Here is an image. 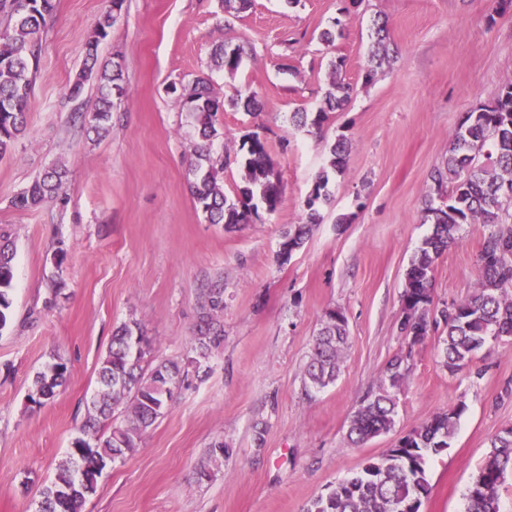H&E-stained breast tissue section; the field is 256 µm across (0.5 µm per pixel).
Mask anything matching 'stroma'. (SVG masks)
Listing matches in <instances>:
<instances>
[{
	"label": "stroma",
	"instance_id": "stroma-1",
	"mask_svg": "<svg viewBox=\"0 0 512 512\" xmlns=\"http://www.w3.org/2000/svg\"><path fill=\"white\" fill-rule=\"evenodd\" d=\"M497 0H254L226 20L221 0H125L99 47L121 62L126 94L105 138L73 127L64 94L81 68L102 0H57L43 42L28 125L0 158V229L12 237V318L0 330V512H35L42 487L87 418L114 327L139 322L158 359H184L200 290L224 281V343L208 370L190 372L141 445L103 471L82 512H304L307 503L394 447L411 428L458 403L466 410L447 452L427 466L421 512H464L465 494L491 438L512 427V340L480 352V376L449 374L440 333L411 347L399 332L404 273L430 225L431 174L466 112L492 102L512 79V9ZM386 17L397 57L365 83L372 24ZM343 18L334 46L321 32ZM251 42L235 73L209 67L217 44ZM345 60L356 92L321 132L293 125L314 112L329 62ZM212 80L219 99L255 93L252 115L219 116L215 155L224 193L242 184L238 152L258 133L283 185L274 213L233 229L208 223L190 184L196 134L170 85ZM351 142L342 175L303 247L278 256L338 135ZM68 170L67 207L17 210L11 198L45 167ZM347 223H338L339 215ZM484 227L466 226L434 264L433 306L469 298L479 278ZM64 250L63 268L53 256ZM343 310L350 341L335 385L306 392L303 367L328 310ZM410 350L394 429L360 447L348 418L375 391L392 356ZM69 373L40 408L27 395L56 361ZM228 453L211 481L197 473L214 443Z\"/></svg>",
	"mask_w": 512,
	"mask_h": 512
}]
</instances>
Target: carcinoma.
Wrapping results in <instances>:
<instances>
[{"mask_svg":"<svg viewBox=\"0 0 512 512\" xmlns=\"http://www.w3.org/2000/svg\"><path fill=\"white\" fill-rule=\"evenodd\" d=\"M124 2L106 0L86 42L83 67L66 91L67 101L74 104V120L99 137L112 129L114 99L125 94L122 64L112 58L103 60L98 53L100 43L108 39L118 22ZM56 6L57 0H0V157L11 152L15 140L26 131L43 37ZM387 39V23H375L371 56L379 67L390 59ZM252 51L247 42L233 47L220 44L213 52V62L232 74ZM344 65L342 57L331 62L323 105L312 117L306 112L291 113L295 126L320 132L329 115L350 101L354 87L342 76ZM89 83L97 88L98 105L87 114L81 110V97ZM169 91L180 99L195 124L198 142L194 147L192 193L208 222L230 229L250 223L260 207L275 212L282 202V182L259 134L248 135L240 144L245 185L239 200L224 195L221 169L211 155L218 113L226 104L256 112L255 95L238 91L224 103L213 95L205 77L196 78L187 87L173 84ZM349 150L350 141L343 135L329 146L326 165L304 202L307 223L295 225L285 237L279 251L281 260H288L303 246L309 225L320 220L317 203L329 199L330 179L344 172ZM66 174L60 164L48 167L13 197V207L27 210L46 200L66 206ZM431 178L435 195L425 199L423 220L432 225V231L405 271L400 333L412 348L445 326L441 356L448 373L455 375L469 369L480 350L512 338V222L504 219L512 214V195L503 192L505 185L512 186V80L491 104L465 114L452 135L448 158ZM468 224L485 227L479 253L480 277L468 299L453 301L435 312L431 310L435 261L461 239ZM12 261L9 234L0 230V330L11 318ZM223 316L224 284L216 281L202 289L199 323L191 338L192 356L184 360L148 359L151 343L136 321L113 331L82 436L72 442L55 479L40 491L37 512H82L106 466L139 448L147 432L167 412L176 390L188 377L189 367L200 369L223 344ZM348 341L345 313L329 310L304 368L306 387L319 392L335 383ZM408 357L410 354L399 352L388 361L378 389L350 416L348 438L352 444H364L394 427L396 392L406 378ZM66 375L67 365L61 362L53 364L50 372L37 374L28 394L31 405L40 408L52 402ZM464 411L461 402L412 428L397 445L366 458L356 472L311 499L305 512H396L403 503L420 512L430 489L427 459L450 448ZM510 476L512 427L490 440V452L468 488L464 512H500V489Z\"/></svg>","mask_w":512,"mask_h":512,"instance_id":"obj_1","label":"carcinoma"}]
</instances>
